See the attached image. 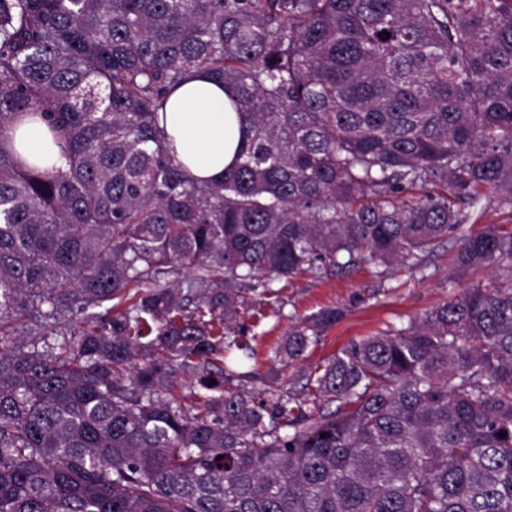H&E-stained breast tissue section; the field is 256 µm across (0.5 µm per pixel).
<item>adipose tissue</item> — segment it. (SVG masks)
<instances>
[{
	"instance_id": "ef3b65f1",
	"label": "adipose tissue",
	"mask_w": 512,
	"mask_h": 512,
	"mask_svg": "<svg viewBox=\"0 0 512 512\" xmlns=\"http://www.w3.org/2000/svg\"><path fill=\"white\" fill-rule=\"evenodd\" d=\"M163 125L174 163L200 182L223 178L248 131L247 121L227 110L223 87L202 71L191 73L169 96ZM17 147L23 159L43 168L64 162L41 122L18 130Z\"/></svg>"
}]
</instances>
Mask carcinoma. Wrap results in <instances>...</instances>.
Masks as SVG:
<instances>
[{
  "label": "carcinoma",
  "mask_w": 512,
  "mask_h": 512,
  "mask_svg": "<svg viewBox=\"0 0 512 512\" xmlns=\"http://www.w3.org/2000/svg\"><path fill=\"white\" fill-rule=\"evenodd\" d=\"M197 69L250 123L212 184L159 124ZM37 116L66 167L18 159ZM490 196L512 0H0V512H512V228L465 230ZM442 251L501 282L351 342L306 375L322 407L226 365L272 282Z\"/></svg>",
  "instance_id": "obj_1"
}]
</instances>
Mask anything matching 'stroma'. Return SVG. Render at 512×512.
Returning a JSON list of instances; mask_svg holds the SVG:
<instances>
[{
	"label": "stroma",
	"mask_w": 512,
	"mask_h": 512,
	"mask_svg": "<svg viewBox=\"0 0 512 512\" xmlns=\"http://www.w3.org/2000/svg\"><path fill=\"white\" fill-rule=\"evenodd\" d=\"M498 278V273L488 268L457 270L444 255L435 258L423 275L364 263L320 279L309 275L293 278L280 291L281 304L265 307L263 320L247 333L255 352L254 367L261 375L249 390L257 392L266 384L287 391L300 389L305 373L331 359L349 342L391 325L408 324L460 290L477 284L489 288ZM330 306L341 308L343 316L310 348L305 359L289 368L272 365L268 352L287 336L295 318Z\"/></svg>",
	"instance_id": "1"
}]
</instances>
